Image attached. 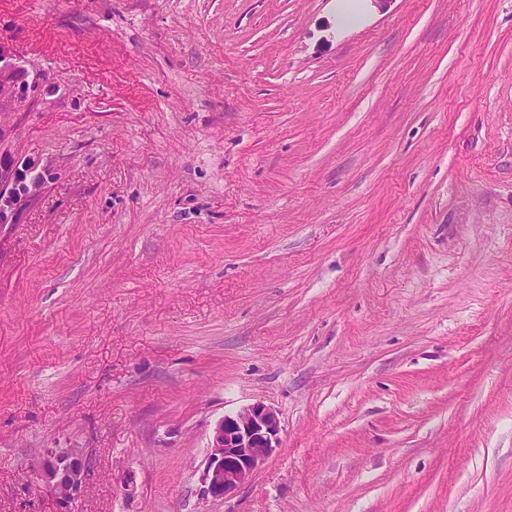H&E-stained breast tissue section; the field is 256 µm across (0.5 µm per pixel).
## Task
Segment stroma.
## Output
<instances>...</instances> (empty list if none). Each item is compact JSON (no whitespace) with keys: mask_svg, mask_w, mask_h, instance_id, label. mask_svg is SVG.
<instances>
[{"mask_svg":"<svg viewBox=\"0 0 512 512\" xmlns=\"http://www.w3.org/2000/svg\"><path fill=\"white\" fill-rule=\"evenodd\" d=\"M0 512H512V0H0ZM280 445L221 500L213 429ZM14 60L11 53L0 44V112L23 106L41 88L40 76L36 74L28 81L29 72ZM24 84L28 86L27 95ZM39 186L22 183L16 171L0 167V223L12 221L15 212L36 196ZM280 429L277 413L262 402L225 415L210 441L202 495L223 499L248 483L278 447ZM87 466L78 448H49L40 463V476L59 506L56 512L71 511V505L86 485Z\"/></svg>","mask_w":512,"mask_h":512,"instance_id":"1","label":"stroma"}]
</instances>
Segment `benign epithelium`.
Masks as SVG:
<instances>
[{
	"instance_id": "obj_1",
	"label": "benign epithelium",
	"mask_w": 512,
	"mask_h": 512,
	"mask_svg": "<svg viewBox=\"0 0 512 512\" xmlns=\"http://www.w3.org/2000/svg\"><path fill=\"white\" fill-rule=\"evenodd\" d=\"M39 75L19 66L0 45V112L18 108L38 94ZM39 183L26 184L17 172L0 167V223L13 219L37 194ZM280 420L270 406L257 402L215 426L201 476L202 495L223 499L248 483L279 444ZM87 466L79 448H50L40 463V476L51 489L58 512H69L86 485Z\"/></svg>"
}]
</instances>
